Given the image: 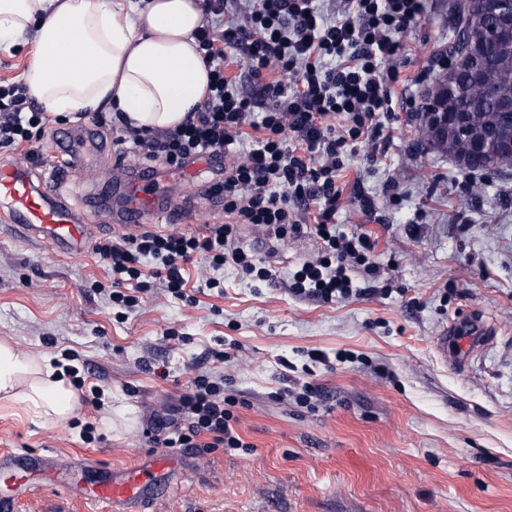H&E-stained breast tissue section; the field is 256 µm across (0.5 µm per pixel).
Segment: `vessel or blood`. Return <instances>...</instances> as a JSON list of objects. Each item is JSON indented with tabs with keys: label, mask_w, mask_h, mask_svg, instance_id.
Instances as JSON below:
<instances>
[{
	"label": "vessel or blood",
	"mask_w": 512,
	"mask_h": 512,
	"mask_svg": "<svg viewBox=\"0 0 512 512\" xmlns=\"http://www.w3.org/2000/svg\"><path fill=\"white\" fill-rule=\"evenodd\" d=\"M110 146L94 128H85L71 137L64 146L63 158L55 174L64 181L75 174L89 159L102 157ZM163 175L153 174L128 180L124 185L121 205L110 220L117 224L141 227L152 223L163 197ZM0 222L15 232L49 244L67 256L90 253L94 227L84 223L81 215L60 192L51 190L37 168L19 169L0 164ZM488 330L482 316H468L463 323L443 329L435 338L442 359L463 363L487 339ZM54 461L51 455L38 457L28 452L0 456V469L20 475H33L48 469ZM173 461L159 453L149 463L125 470L123 475L107 473L88 494L92 501L110 506L142 505L171 493L168 478Z\"/></svg>",
	"instance_id": "obj_1"
}]
</instances>
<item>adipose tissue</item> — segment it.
<instances>
[{"mask_svg":"<svg viewBox=\"0 0 512 512\" xmlns=\"http://www.w3.org/2000/svg\"><path fill=\"white\" fill-rule=\"evenodd\" d=\"M202 23L200 0H0V49L35 40L24 82L45 111L111 104L132 128L155 131L179 124L205 96L194 38ZM0 402L23 407L40 427L78 409L49 357L20 356L5 340Z\"/></svg>","mask_w":512,"mask_h":512,"instance_id":"1","label":"adipose tissue"}]
</instances>
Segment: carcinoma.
<instances>
[{"instance_id":"cac0c4a2","label":"carcinoma","mask_w":512,"mask_h":512,"mask_svg":"<svg viewBox=\"0 0 512 512\" xmlns=\"http://www.w3.org/2000/svg\"><path fill=\"white\" fill-rule=\"evenodd\" d=\"M470 18L471 6L465 2L460 6L455 19L457 39L454 51L456 52L463 46L465 29L470 27ZM474 72L475 64L472 62L454 69L452 80L457 87V92L447 99L448 111L474 113L470 126L459 141L461 146L479 137L486 129L502 124L499 103L505 98L512 97V39L495 40L482 59L480 72L485 76V82L489 83L488 90L485 91L481 86L473 85Z\"/></svg>"}]
</instances>
